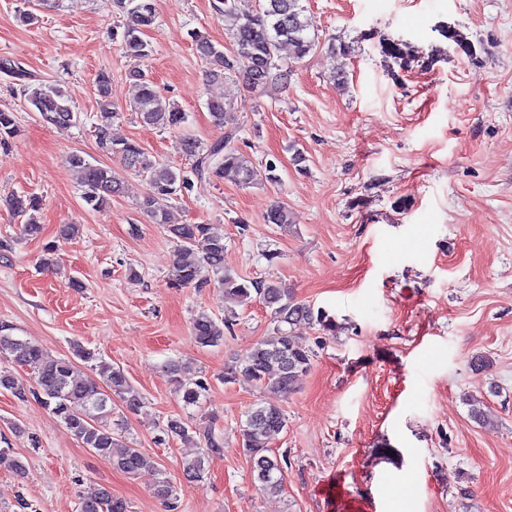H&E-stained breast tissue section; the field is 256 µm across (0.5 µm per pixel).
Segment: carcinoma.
Returning a JSON list of instances; mask_svg holds the SVG:
<instances>
[{
  "mask_svg": "<svg viewBox=\"0 0 512 512\" xmlns=\"http://www.w3.org/2000/svg\"><path fill=\"white\" fill-rule=\"evenodd\" d=\"M117 7L124 18L120 25L124 54L139 62L148 60L154 47L145 39V34L156 20L155 0H118ZM215 9L219 18L231 21L232 51L224 53L223 46L216 45L200 32L194 33L192 39L197 53L212 64L206 74V85L211 88L206 107L214 124L225 128L232 123L233 115L231 101L224 97V72L234 73L253 92L267 93L285 79V73L275 61L280 45L292 46L295 58L302 59L314 52L316 44L307 35L312 21L300 0H263L259 11L252 15L237 14L232 0H218ZM130 76L139 85V94L131 109L140 120L163 129L180 128L185 122V113L180 107L164 99L142 69L133 70ZM95 86L99 142L126 167L148 174L151 195L142 201L141 207L153 223L166 229L177 245L169 282L178 287L200 288L213 281L222 289L224 318L218 320L205 311L199 312L191 326L195 342L202 347L220 345L224 328L230 326L235 317L234 307L258 300L271 311L277 335L260 341L234 361L224 373V382L251 383L282 394L290 392L306 375L313 359L312 351L296 341L293 329L298 324H306L334 336V319L325 310L296 300L280 281H246L235 276L224 267V234L212 225L180 224L171 213L152 209L154 195H175L196 184L202 187L221 179L241 187L256 184L262 178L275 182L278 180L276 164L269 161L265 171L259 172L233 146L234 130L230 129L209 144L192 137L183 139L184 153L193 162L190 170L159 165L136 141L109 136V128L119 115L111 100L110 75L97 74ZM23 92L24 100L42 121L53 125L73 122L75 112L71 98L61 85H28ZM17 133L14 113L1 109L0 145L9 143ZM70 162L82 170V198L92 209L105 207L121 192V179L111 168L90 164L78 154L72 155ZM39 208L40 199L34 194L9 199L11 212L25 218L23 231L29 236L40 233L41 225L36 216ZM265 221L286 229L291 224L290 212L286 206L277 204L266 214ZM0 355L30 368L35 384L31 393L65 423L84 447L128 475L147 467L148 460L140 449L123 447L115 437L123 430L124 421H108L112 415V398H119L129 410L142 404L140 395L131 388L121 369L100 361V380L80 378L75 375L71 359L47 358L34 340L15 335V327L8 322H0ZM168 371L177 383L184 405H198L208 391V384L181 377V366L176 362L168 365ZM0 389L20 398L26 395V385L6 372L0 373ZM285 426L283 411L273 404L256 403L246 413L242 448L251 462L253 482L266 494H277L283 489L285 460L270 453L268 445L272 436ZM167 428L181 439L198 438L206 448L203 455L183 462V474L188 480H203L209 459L224 454V438L209 426L201 428L180 418L168 420ZM0 467L18 476L26 473L23 459L9 448H0ZM79 512H129V506L124 500L113 497L106 488L94 485L81 495Z\"/></svg>",
  "mask_w": 512,
  "mask_h": 512,
  "instance_id": "cac0c4a2",
  "label": "carcinoma"
}]
</instances>
